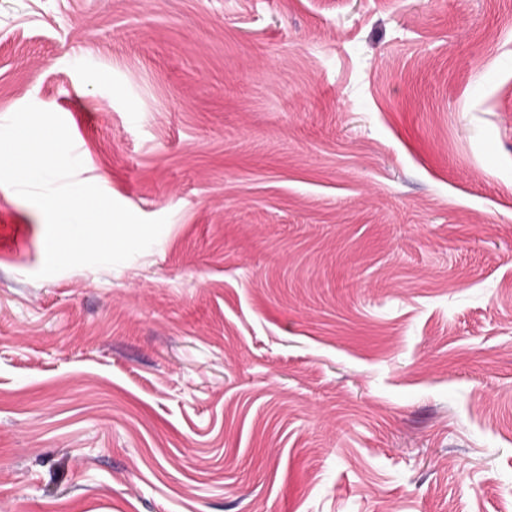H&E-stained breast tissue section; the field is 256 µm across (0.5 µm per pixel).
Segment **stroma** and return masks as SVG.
<instances>
[{
  "label": "stroma",
  "mask_w": 512,
  "mask_h": 512,
  "mask_svg": "<svg viewBox=\"0 0 512 512\" xmlns=\"http://www.w3.org/2000/svg\"><path fill=\"white\" fill-rule=\"evenodd\" d=\"M29 103L167 224L0 188V512H512V0H0Z\"/></svg>",
  "instance_id": "1"
}]
</instances>
